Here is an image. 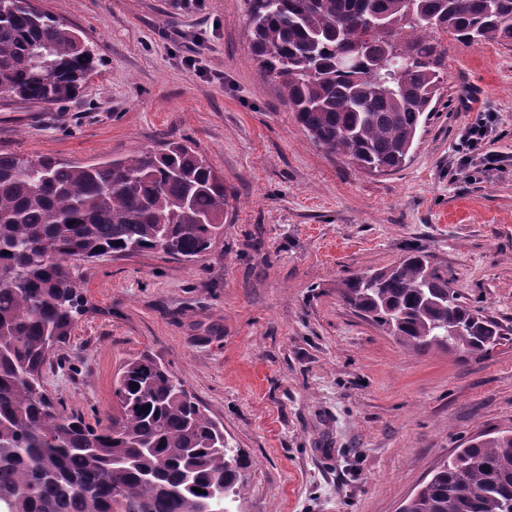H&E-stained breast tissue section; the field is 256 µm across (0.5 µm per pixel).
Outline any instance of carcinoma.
Listing matches in <instances>:
<instances>
[{
  "label": "carcinoma",
  "mask_w": 512,
  "mask_h": 512,
  "mask_svg": "<svg viewBox=\"0 0 512 512\" xmlns=\"http://www.w3.org/2000/svg\"><path fill=\"white\" fill-rule=\"evenodd\" d=\"M248 19L251 54L297 122L369 172L400 168L433 111L448 47L432 30L512 43V0H250ZM95 60L72 28L26 0H0L1 94L67 100ZM226 200L224 177L184 142L89 165L0 154V491L10 512H196L236 495L239 450L152 356L121 368L104 422L65 413L41 388L48 339L66 340L84 311L78 261L160 246L193 261L224 235ZM342 299L419 350L480 358L504 336L419 250L345 281ZM401 512H512V434L457 449Z\"/></svg>",
  "instance_id": "cac0c4a2"
}]
</instances>
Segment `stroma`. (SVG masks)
<instances>
[{
    "label": "stroma",
    "instance_id": "obj_1",
    "mask_svg": "<svg viewBox=\"0 0 512 512\" xmlns=\"http://www.w3.org/2000/svg\"><path fill=\"white\" fill-rule=\"evenodd\" d=\"M97 56L74 99L0 95V153L92 164L185 141L224 177V235L84 267L88 311L43 388L93 423L140 354L181 379L243 453L240 512H399L468 440L512 432V46L448 43L436 110L400 169L316 146L249 46V0H31ZM503 171L458 175L477 112ZM511 333L485 359L399 343L343 304L411 250Z\"/></svg>",
    "mask_w": 512,
    "mask_h": 512
}]
</instances>
